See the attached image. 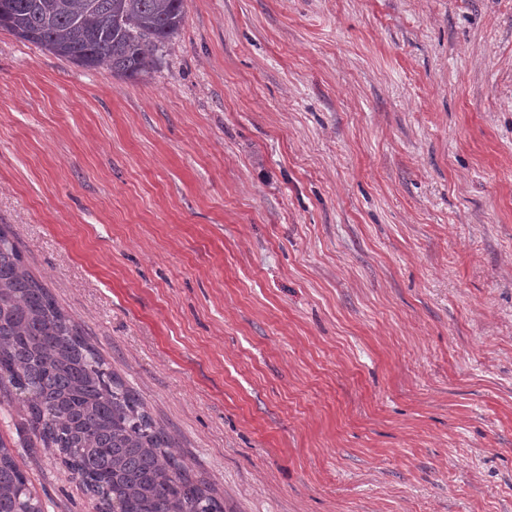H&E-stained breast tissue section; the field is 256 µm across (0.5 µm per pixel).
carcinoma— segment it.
<instances>
[{
	"label": "carcinoma",
	"instance_id": "carcinoma-1",
	"mask_svg": "<svg viewBox=\"0 0 512 512\" xmlns=\"http://www.w3.org/2000/svg\"><path fill=\"white\" fill-rule=\"evenodd\" d=\"M185 18V0H0V28L87 69L145 77ZM0 381L19 394L44 445L64 457L112 512H224L192 480L154 423L26 267L0 225ZM40 512L9 450L0 448V512Z\"/></svg>",
	"mask_w": 512,
	"mask_h": 512
}]
</instances>
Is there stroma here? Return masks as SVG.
Listing matches in <instances>:
<instances>
[{"mask_svg":"<svg viewBox=\"0 0 512 512\" xmlns=\"http://www.w3.org/2000/svg\"><path fill=\"white\" fill-rule=\"evenodd\" d=\"M185 10L138 80L0 30L29 271L225 512H512V0Z\"/></svg>","mask_w":512,"mask_h":512,"instance_id":"35a3bbf8","label":"stroma"}]
</instances>
